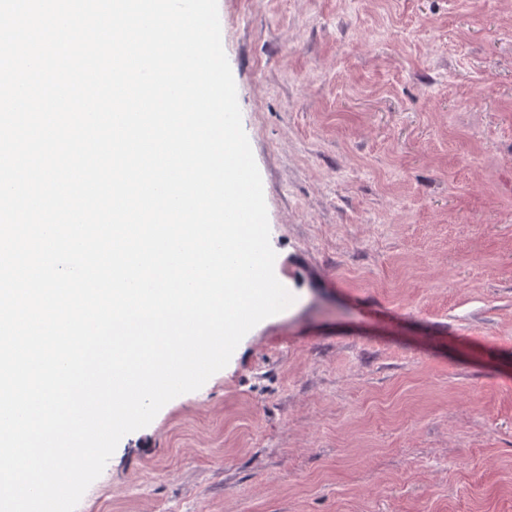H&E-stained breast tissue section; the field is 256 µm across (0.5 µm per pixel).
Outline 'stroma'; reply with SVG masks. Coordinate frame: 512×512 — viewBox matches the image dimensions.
<instances>
[{"label":"stroma","mask_w":512,"mask_h":512,"mask_svg":"<svg viewBox=\"0 0 512 512\" xmlns=\"http://www.w3.org/2000/svg\"><path fill=\"white\" fill-rule=\"evenodd\" d=\"M294 303L76 512H512V0H218Z\"/></svg>","instance_id":"1"}]
</instances>
